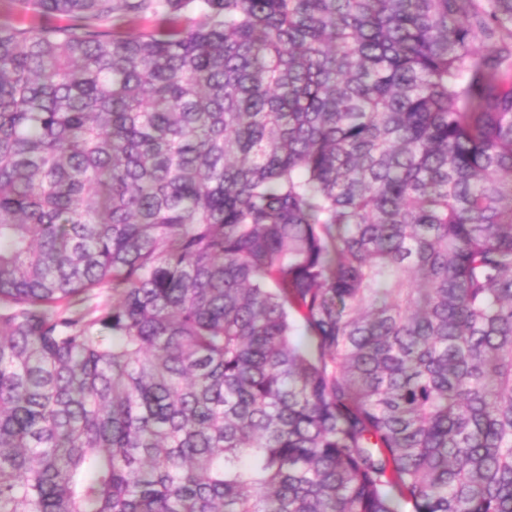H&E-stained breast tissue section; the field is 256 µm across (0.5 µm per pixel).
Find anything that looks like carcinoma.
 <instances>
[{
	"label": "carcinoma",
	"mask_w": 512,
	"mask_h": 512,
	"mask_svg": "<svg viewBox=\"0 0 512 512\" xmlns=\"http://www.w3.org/2000/svg\"><path fill=\"white\" fill-rule=\"evenodd\" d=\"M18 2L0 512H512V0Z\"/></svg>",
	"instance_id": "1"
}]
</instances>
